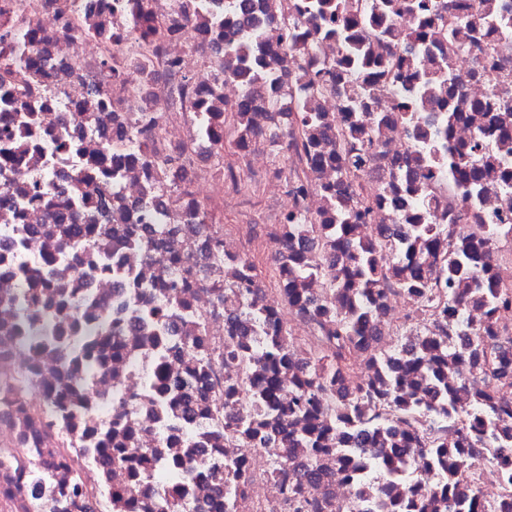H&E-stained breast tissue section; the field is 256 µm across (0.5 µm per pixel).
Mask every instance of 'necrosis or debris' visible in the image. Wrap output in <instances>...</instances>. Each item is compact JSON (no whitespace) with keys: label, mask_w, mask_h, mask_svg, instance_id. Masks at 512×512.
Listing matches in <instances>:
<instances>
[{"label":"necrosis or debris","mask_w":512,"mask_h":512,"mask_svg":"<svg viewBox=\"0 0 512 512\" xmlns=\"http://www.w3.org/2000/svg\"><path fill=\"white\" fill-rule=\"evenodd\" d=\"M236 2L0 0V91H22L0 100V129L19 141L0 137L13 155L0 192L14 199L0 205V375L14 378L0 387V512H68L76 480L95 512H158L168 496L182 512H295L288 486L318 512H370L379 500L448 512L452 494L512 512L511 449L455 470L428 453L435 441L471 448L485 398L508 406L494 427L512 434V138L473 109L512 98V33L489 23L482 0H450L479 47L451 56L431 43L412 58L415 11L382 17L377 0H351L353 32L376 61L357 76L374 90L357 112L309 87L343 58L345 18L312 13L310 0H246L243 16ZM247 52L264 74L254 83L240 74ZM389 59L402 60L401 80L384 75ZM423 67L458 78L452 125L442 101L411 96ZM301 99L315 125L302 126ZM482 136L477 188L431 163L443 140L464 148ZM350 148L368 164L344 181ZM74 192L77 223L122 228L128 243L63 241L44 201ZM418 223L433 234L415 236ZM353 247L375 254V287L360 286ZM455 249L467 259L451 283L442 267ZM418 273L427 290L452 293L441 313L411 290ZM35 277L70 289L68 306L24 311ZM491 280L497 294L479 293ZM82 312L110 328L109 359L71 375L62 351ZM358 313L365 331L320 379L309 350H330ZM271 345L280 364L265 356ZM228 346L238 358H224ZM270 377L278 407L301 389L314 407L258 411ZM416 399L423 421L409 430L400 405ZM341 410L360 420L345 443ZM244 417L257 422L248 435ZM100 447L146 459L139 488L126 467H101ZM176 457L183 466L169 470Z\"/></svg>","instance_id":"obj_1"}]
</instances>
